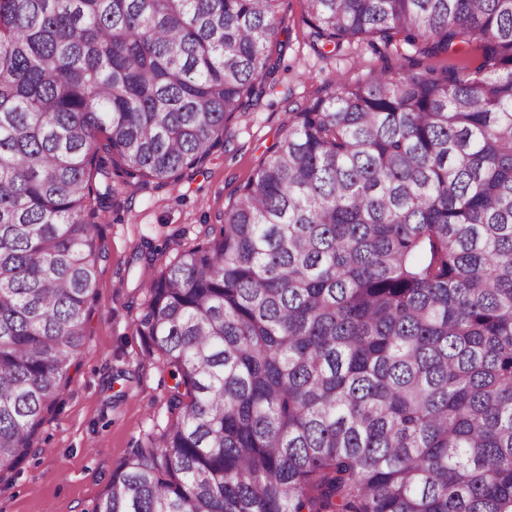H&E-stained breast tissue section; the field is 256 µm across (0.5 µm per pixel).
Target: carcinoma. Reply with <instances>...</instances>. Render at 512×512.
<instances>
[{"mask_svg":"<svg viewBox=\"0 0 512 512\" xmlns=\"http://www.w3.org/2000/svg\"><path fill=\"white\" fill-rule=\"evenodd\" d=\"M282 0H0V471L56 407L117 177L168 185L259 100ZM341 80L141 282L171 416L93 512H512V0H306ZM390 58L391 60H398V62L402 63L404 69L407 70H417L421 69L424 66H431L438 69L444 68L445 66H468L469 68H473L477 64L478 59V51L476 49L469 50L468 53L464 55H439L437 57H432L430 59H425L421 63V65L413 66V48L407 45L402 40H395L391 47L389 48Z\"/></svg>","mask_w":512,"mask_h":512,"instance_id":"cac0c4a2","label":"carcinoma"}]
</instances>
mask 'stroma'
Returning a JSON list of instances; mask_svg holds the SVG:
<instances>
[{"mask_svg": "<svg viewBox=\"0 0 512 512\" xmlns=\"http://www.w3.org/2000/svg\"><path fill=\"white\" fill-rule=\"evenodd\" d=\"M283 9L288 30L280 36L285 46L276 72L258 105L229 122L223 149L204 171L160 188L116 185L110 220L95 229L101 255L84 347L28 455L0 473V512H91L132 449L167 421L171 379L136 333L147 297L137 286L144 266L130 264L131 254L152 253L154 267H161L223 223L237 188L286 130L290 112L324 87L365 79L390 58L408 70L414 65L412 47L399 39L387 50L345 42L321 56L305 21L306 0H285Z\"/></svg>", "mask_w": 512, "mask_h": 512, "instance_id": "obj_1", "label": "stroma"}]
</instances>
